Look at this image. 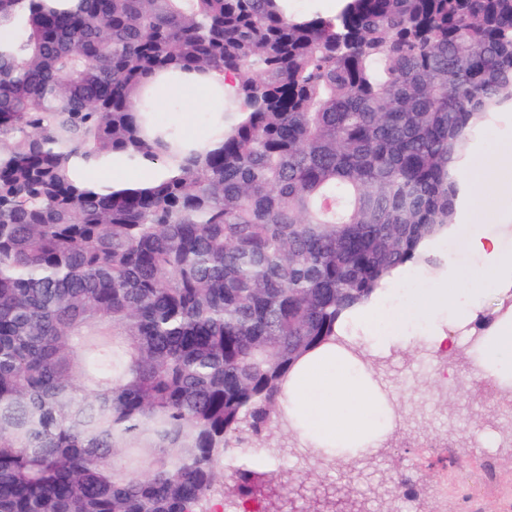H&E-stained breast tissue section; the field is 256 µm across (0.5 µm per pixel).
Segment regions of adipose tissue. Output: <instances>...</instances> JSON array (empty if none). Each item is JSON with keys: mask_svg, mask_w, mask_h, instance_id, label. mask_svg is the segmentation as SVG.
Masks as SVG:
<instances>
[{"mask_svg": "<svg viewBox=\"0 0 512 512\" xmlns=\"http://www.w3.org/2000/svg\"><path fill=\"white\" fill-rule=\"evenodd\" d=\"M154 87L161 106L184 105L212 114L219 108L218 92L225 84L203 77L158 81ZM74 174L105 191L115 185L160 178L162 170L148 162H128L116 154L102 164H76ZM467 245L480 260L478 270L465 273L459 284L414 299L397 314H390L385 305L373 306L364 328L373 344L386 349L400 341L408 319L428 316L432 319L429 341L433 350H452L455 341L449 328L459 325L461 319L479 317L480 293L485 284H493L503 303L492 331L478 342L474 374L503 383L512 375V251L504 250L497 236L479 231L469 237ZM287 386L288 417L310 447L352 457L379 450L389 427L385 398L370 379L351 370L342 354L329 349L309 355L295 367Z\"/></svg>", "mask_w": 512, "mask_h": 512, "instance_id": "obj_1", "label": "adipose tissue"}]
</instances>
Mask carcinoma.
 I'll return each instance as SVG.
<instances>
[{
  "instance_id": "carcinoma-1",
  "label": "carcinoma",
  "mask_w": 512,
  "mask_h": 512,
  "mask_svg": "<svg viewBox=\"0 0 512 512\" xmlns=\"http://www.w3.org/2000/svg\"><path fill=\"white\" fill-rule=\"evenodd\" d=\"M0 0V512H207L394 273L430 262L512 103V0ZM227 76L188 147L145 80ZM157 163L96 192L70 163ZM310 499L347 512L342 484ZM290 10L296 14L319 13L322 15H332L334 9L329 4L336 3V11L339 8L338 0H291Z\"/></svg>"
}]
</instances>
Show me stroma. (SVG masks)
Returning a JSON list of instances; mask_svg holds the SVG:
<instances>
[{"instance_id": "35a3bbf8", "label": "stroma", "mask_w": 512, "mask_h": 512, "mask_svg": "<svg viewBox=\"0 0 512 512\" xmlns=\"http://www.w3.org/2000/svg\"><path fill=\"white\" fill-rule=\"evenodd\" d=\"M512 140V105L481 125L458 166L461 186L455 223L432 248L434 263L404 267L419 288L471 266L466 240L474 230L500 235L512 248V199L493 186L472 192L481 161ZM500 298L486 290L473 328L456 330L455 349L441 355L417 338L389 350L363 340L355 345L363 370L383 388L392 424L381 451L362 459L329 458L301 450L290 423L273 429L262 459L284 463L308 484L346 479L357 512H512V394L495 381L475 378L472 330L488 328Z\"/></svg>"}]
</instances>
